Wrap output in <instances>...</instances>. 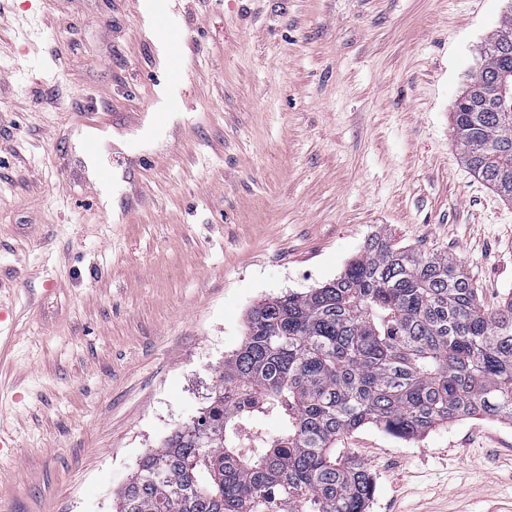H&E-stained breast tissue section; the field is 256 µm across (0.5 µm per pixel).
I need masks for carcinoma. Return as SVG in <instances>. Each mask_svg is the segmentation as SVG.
Returning a JSON list of instances; mask_svg holds the SVG:
<instances>
[{"mask_svg":"<svg viewBox=\"0 0 512 512\" xmlns=\"http://www.w3.org/2000/svg\"><path fill=\"white\" fill-rule=\"evenodd\" d=\"M504 80L511 13L453 112L465 165L509 199L512 128L487 101ZM475 415L512 425V293L486 310L458 259L375 234L333 282L251 309L210 404L141 459L116 512H367L374 479L347 435Z\"/></svg>","mask_w":512,"mask_h":512,"instance_id":"carcinoma-1","label":"carcinoma"}]
</instances>
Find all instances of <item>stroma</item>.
Masks as SVG:
<instances>
[{
  "label": "stroma",
  "mask_w": 512,
  "mask_h": 512,
  "mask_svg": "<svg viewBox=\"0 0 512 512\" xmlns=\"http://www.w3.org/2000/svg\"><path fill=\"white\" fill-rule=\"evenodd\" d=\"M0 0V512H116L200 414L264 300L381 233L512 293V203L463 163L454 103L512 0ZM177 56L154 111L151 72ZM112 210L92 206L86 114ZM367 512H512V425L343 442Z\"/></svg>",
  "instance_id": "obj_1"
}]
</instances>
